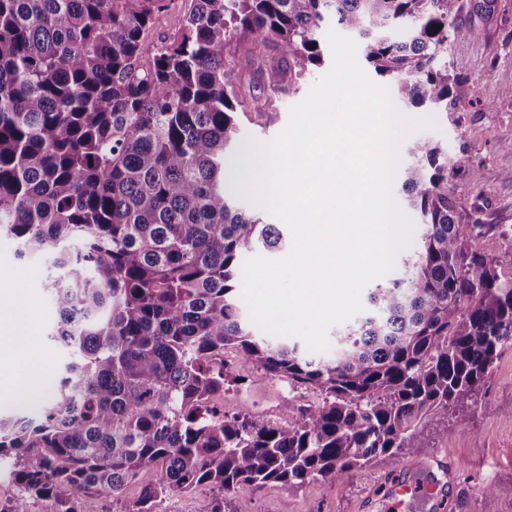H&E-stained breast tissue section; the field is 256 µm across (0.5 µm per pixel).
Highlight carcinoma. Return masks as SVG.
<instances>
[{"label": "carcinoma", "mask_w": 512, "mask_h": 512, "mask_svg": "<svg viewBox=\"0 0 512 512\" xmlns=\"http://www.w3.org/2000/svg\"><path fill=\"white\" fill-rule=\"evenodd\" d=\"M163 0H0V235L48 264L58 314L51 339L68 357L33 410L0 418V457L19 491L79 512L94 496L123 512L200 485L224 493L276 486L293 495L336 483L418 439L425 420H467L512 348V248L483 240L496 225L459 211L468 160L415 142L403 170L424 246L408 270L366 297L336 334V352L253 333L238 276L253 250L287 246L275 224L226 192L241 79L227 63L249 32L265 98L322 62L327 21L361 41L376 74L412 105L454 106L456 0H191L181 34L144 42ZM438 25L435 31L431 26ZM232 349L323 401L287 402L280 420L219 408ZM137 495V486L132 484L130 485L124 494L123 500L121 503H113L112 498L99 497L96 499H92L87 501L83 506V512H114L115 510H119L123 508L124 501H129L135 498ZM114 510V511H112Z\"/></svg>", "instance_id": "carcinoma-1"}]
</instances>
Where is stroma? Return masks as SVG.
Listing matches in <instances>:
<instances>
[{
    "label": "stroma",
    "instance_id": "1",
    "mask_svg": "<svg viewBox=\"0 0 512 512\" xmlns=\"http://www.w3.org/2000/svg\"><path fill=\"white\" fill-rule=\"evenodd\" d=\"M479 0H458L455 22L476 29V40H452L442 57L449 75L460 78L456 102L449 110L430 106H404L418 118L435 115L440 128L418 131L402 143L400 164L415 142L429 139L440 144L449 157H466L463 173L466 190L459 209L477 213L482 223L506 228V235L491 234L486 247L491 253L512 245V0H495L491 9L478 7ZM325 72L309 66L304 79L284 89L267 126L247 118L238 122L239 138L261 142L273 139L286 125L291 105L301 101L311 85ZM45 266L16 255L15 243L0 237V289L20 288L31 298L35 316L28 327L34 346L43 356V367L32 391H41L62 356L49 338L56 315L43 282ZM237 384L225 387L221 408L250 416L277 419L284 400L297 405L320 403V393L295 389L287 380L266 374L240 356L227 361ZM407 478L416 483H439L455 512H512V349L497 362L491 390L483 396L465 423L442 414L431 417L423 434L411 447L377 458L337 483L313 482L296 495L277 487L260 491L247 488L226 493V512H432L427 501L406 500L400 510L388 505L384 477ZM493 497H486V486Z\"/></svg>",
    "mask_w": 512,
    "mask_h": 512
}]
</instances>
